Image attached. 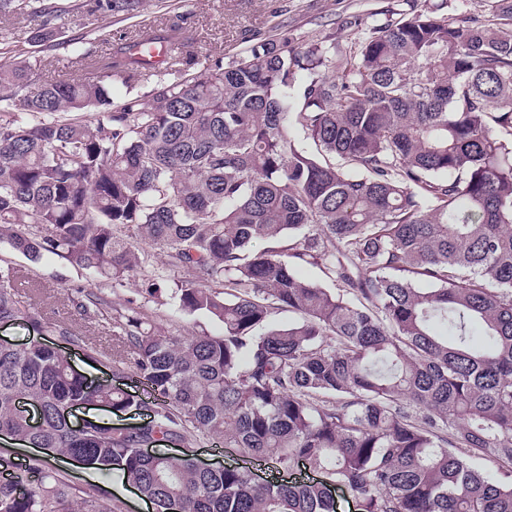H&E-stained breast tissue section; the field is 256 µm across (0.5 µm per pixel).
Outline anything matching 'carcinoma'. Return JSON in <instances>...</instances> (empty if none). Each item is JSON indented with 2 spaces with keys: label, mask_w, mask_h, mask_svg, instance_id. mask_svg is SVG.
Here are the masks:
<instances>
[{
  "label": "carcinoma",
  "mask_w": 512,
  "mask_h": 512,
  "mask_svg": "<svg viewBox=\"0 0 512 512\" xmlns=\"http://www.w3.org/2000/svg\"><path fill=\"white\" fill-rule=\"evenodd\" d=\"M142 7L0 0L37 21L40 44L77 10ZM502 12L509 22L417 14L340 58L276 33L228 64L161 74L147 103L116 110L113 82L146 69L134 46L39 84L30 51L1 36L14 60L0 67V243L110 285L160 256L174 305L223 334L174 335L140 307L113 317L77 289L73 314L116 328L112 350L88 356L148 396L89 380L37 339L0 344V433L121 473L155 512H335L331 482L358 512H512V0ZM36 286L0 266V322L88 347L73 323L48 321ZM282 310L299 320L273 324ZM73 405L150 420L77 428ZM208 439L325 480L259 482L139 451ZM475 458L507 468L490 476ZM0 512H112V499L35 458L0 482Z\"/></svg>",
  "instance_id": "1"
}]
</instances>
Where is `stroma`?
I'll list each match as a JSON object with an SVG mask.
<instances>
[{"mask_svg":"<svg viewBox=\"0 0 512 512\" xmlns=\"http://www.w3.org/2000/svg\"><path fill=\"white\" fill-rule=\"evenodd\" d=\"M424 11L439 17L491 20L499 13V0H180L179 8L173 10L156 7L153 0H147L140 15L131 20L99 14L75 16L65 26L62 38L50 47L34 45L36 24L31 19L0 15V30H8L17 44L32 50L37 59L33 69L36 81H71L82 78L85 72L81 53L109 57L114 44L128 42L148 30L177 29L184 43L183 56L201 69L218 59L232 61L246 47L280 28L287 29L295 50H305L326 39L335 43L337 55L342 56L353 50L370 28ZM80 32L90 34L91 43L71 44V36ZM0 265L35 275L40 285L38 301L53 319L67 317L68 290L100 289L113 305L132 303L159 313L170 332L184 336L222 332L219 324L206 317L188 316L174 309L170 300L174 277L159 261L151 277L134 274L122 285L108 289L102 288L100 280L88 271L58 260L34 264L5 244H0ZM54 465L76 486L111 494L114 512H152L150 503L126 487L119 473L104 475L74 467L61 458L55 459Z\"/></svg>","mask_w":512,"mask_h":512,"instance_id":"1","label":"stroma"}]
</instances>
